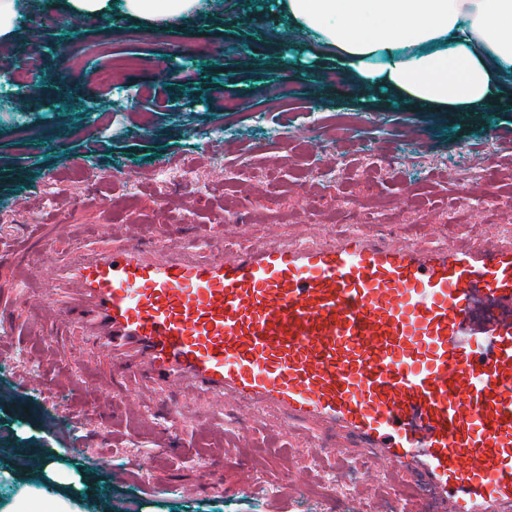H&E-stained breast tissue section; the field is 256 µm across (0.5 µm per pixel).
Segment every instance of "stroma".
Returning <instances> with one entry per match:
<instances>
[{
	"instance_id": "35a3bbf8",
	"label": "stroma",
	"mask_w": 512,
	"mask_h": 512,
	"mask_svg": "<svg viewBox=\"0 0 512 512\" xmlns=\"http://www.w3.org/2000/svg\"><path fill=\"white\" fill-rule=\"evenodd\" d=\"M193 22L152 25L114 12L75 28L39 27L42 0H19L7 51L44 46L25 111L0 112V265L38 225L147 224L178 231L219 223L228 238L329 242L358 225L389 241L431 233L512 236V112H409L352 91L331 57L305 69L257 41L276 0H218ZM163 60L97 81L111 57L96 44ZM151 98V112L137 108ZM233 100L238 111L224 109ZM171 170L170 179L160 169ZM0 311V512L63 494L72 512H424L394 490L353 440L288 429L275 414L224 434L165 414L173 393L150 392L143 419L77 359L78 337L49 340ZM336 454H328V447Z\"/></svg>"
}]
</instances>
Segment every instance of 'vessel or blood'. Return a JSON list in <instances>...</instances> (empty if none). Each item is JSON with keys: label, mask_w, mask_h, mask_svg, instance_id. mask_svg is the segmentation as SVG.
<instances>
[{"label": "vessel or blood", "mask_w": 512, "mask_h": 512, "mask_svg": "<svg viewBox=\"0 0 512 512\" xmlns=\"http://www.w3.org/2000/svg\"><path fill=\"white\" fill-rule=\"evenodd\" d=\"M44 239L40 264L0 273V303L50 304L113 390L180 392L188 420L202 397L248 426L273 411L417 473L450 512H512V322L470 324L479 303L512 310V241L67 223Z\"/></svg>", "instance_id": "b4317fda"}]
</instances>
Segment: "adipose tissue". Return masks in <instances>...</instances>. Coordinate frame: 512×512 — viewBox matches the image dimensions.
Masks as SVG:
<instances>
[{
	"mask_svg": "<svg viewBox=\"0 0 512 512\" xmlns=\"http://www.w3.org/2000/svg\"><path fill=\"white\" fill-rule=\"evenodd\" d=\"M199 0H67L145 22L193 16ZM309 44L335 51L357 82L440 112L512 109V0H281Z\"/></svg>",
	"mask_w": 512,
	"mask_h": 512,
	"instance_id": "adipose-tissue-1",
	"label": "adipose tissue"
}]
</instances>
